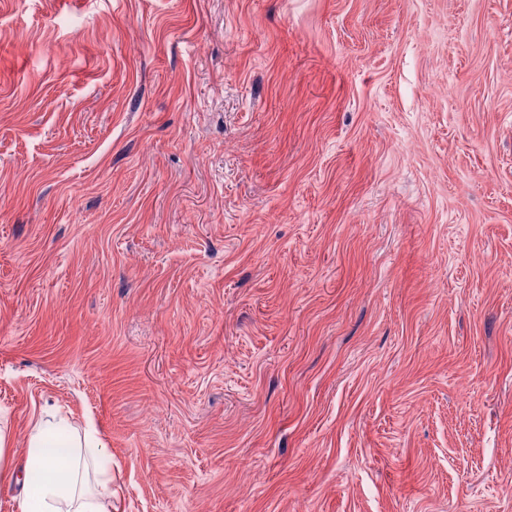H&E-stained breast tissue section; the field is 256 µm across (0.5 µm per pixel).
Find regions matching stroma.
<instances>
[{
    "label": "stroma",
    "instance_id": "1",
    "mask_svg": "<svg viewBox=\"0 0 512 512\" xmlns=\"http://www.w3.org/2000/svg\"><path fill=\"white\" fill-rule=\"evenodd\" d=\"M112 512H512V0H0V427Z\"/></svg>",
    "mask_w": 512,
    "mask_h": 512
}]
</instances>
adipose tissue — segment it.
I'll return each instance as SVG.
<instances>
[{"mask_svg":"<svg viewBox=\"0 0 512 512\" xmlns=\"http://www.w3.org/2000/svg\"><path fill=\"white\" fill-rule=\"evenodd\" d=\"M57 423L37 421L28 437L24 457L10 458L6 439L0 434V468L8 475H20L23 493L19 512H107L112 472L105 465V448L81 453L68 448L65 455L52 452Z\"/></svg>","mask_w":512,"mask_h":512,"instance_id":"obj_1","label":"adipose tissue"}]
</instances>
